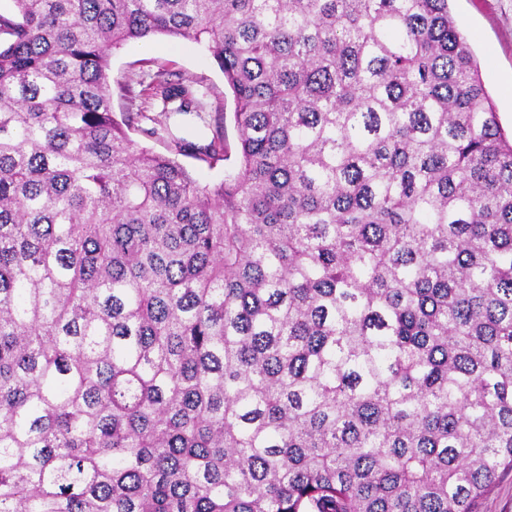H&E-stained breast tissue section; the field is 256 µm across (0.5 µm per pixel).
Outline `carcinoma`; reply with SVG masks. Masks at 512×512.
<instances>
[{
	"label": "carcinoma",
	"instance_id": "cac0c4a2",
	"mask_svg": "<svg viewBox=\"0 0 512 512\" xmlns=\"http://www.w3.org/2000/svg\"><path fill=\"white\" fill-rule=\"evenodd\" d=\"M10 2L0 512H478L512 472V141L448 0ZM154 36L233 94L216 185L114 116L112 50Z\"/></svg>",
	"mask_w": 512,
	"mask_h": 512
}]
</instances>
